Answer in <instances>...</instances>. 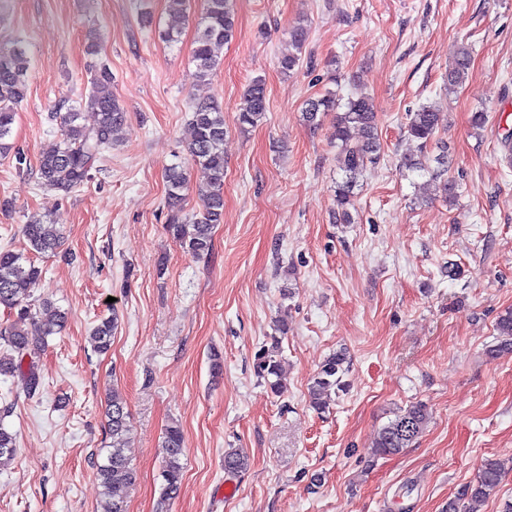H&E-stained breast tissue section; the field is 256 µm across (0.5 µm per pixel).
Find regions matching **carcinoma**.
<instances>
[{
	"label": "carcinoma",
	"instance_id": "cac0c4a2",
	"mask_svg": "<svg viewBox=\"0 0 512 512\" xmlns=\"http://www.w3.org/2000/svg\"><path fill=\"white\" fill-rule=\"evenodd\" d=\"M235 19L231 0H204L200 29L192 53L196 70L194 76L204 80L220 64L219 54L234 35ZM28 59L24 50L16 46H0V152L7 154L17 106L27 94L26 75ZM473 77L472 51L467 46L456 53L444 76V90L455 92ZM92 91L83 110H68L59 115L64 132L63 144L54 145L40 153L38 175L46 187L69 193L91 179V171L101 152L112 145L115 135L126 118L127 109L112 94V71L101 62L95 69ZM268 109L265 84L253 80L243 92L237 120L242 127H254L266 117ZM193 136L186 149V160L202 168L207 174L205 189L201 190V208L194 218L183 216L187 178L184 164L166 169V205L168 210L165 230L194 258L209 254L213 229L221 223L224 213V111L211 101H195L190 105ZM302 121L317 129L326 118H331V140L336 143L339 168L344 173L336 183V221L351 223L348 207L353 205L354 189L364 172L381 160V142L377 112L366 95L350 98L341 104L333 93L310 97L302 109ZM440 122L439 109L425 105L409 114L407 137L415 144L416 152L404 155L400 166L410 172L427 169L428 148L435 143ZM435 156L437 171L431 181L438 191L452 201L457 197L458 185L448 172V148L438 146ZM23 235L30 250L39 254L53 253L63 239L62 225L34 220L23 225ZM42 280V269L24 253L10 249L0 250V307L13 314L9 324L0 327L4 349L0 352V375L9 376L22 385L28 394H35L43 386V378L34 355L47 336L60 333L67 323V314L45 298L31 303L34 290ZM117 328L115 319L103 318L89 336L93 351L104 354L111 349L112 335ZM497 344L489 354L512 351V309L502 313L496 322ZM347 356L342 351L330 354L309 387V403L316 411L329 406L331 394L343 388L342 377ZM255 375L270 391L278 395L284 389L283 360L280 340L271 337V343L255 356ZM109 445L102 461L95 462L96 477L101 487L102 512H127L128 489L133 471L125 453L130 413L124 395L112 389L105 407ZM429 414L422 404L411 405L394 414L374 437L375 454L396 455L410 447L425 431ZM163 479L159 512H168L169 506L180 494L183 476L184 437L180 426L166 428L163 440ZM18 453L16 434L0 420V469L9 466ZM248 465L247 456L236 449L224 451V472L236 474ZM505 465L488 459L477 479L459 488L448 501L446 512H477L475 504L484 501L499 487Z\"/></svg>",
	"mask_w": 512,
	"mask_h": 512
}]
</instances>
